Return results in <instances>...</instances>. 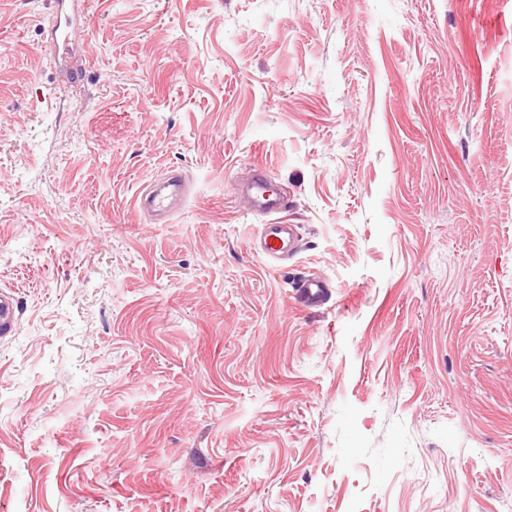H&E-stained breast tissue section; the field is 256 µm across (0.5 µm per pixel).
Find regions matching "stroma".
Segmentation results:
<instances>
[{"label": "stroma", "instance_id": "obj_1", "mask_svg": "<svg viewBox=\"0 0 512 512\" xmlns=\"http://www.w3.org/2000/svg\"><path fill=\"white\" fill-rule=\"evenodd\" d=\"M56 10L0 0V512H512V0ZM265 181L266 179H261L257 185L258 197H250L251 209L267 216L279 214L286 209L285 200L268 191L264 186ZM259 237L264 255L271 261H277L283 257L286 241L289 245L298 241L297 227L282 221L262 224ZM296 291L299 303L308 308L322 305L329 293L323 281L317 278L303 280ZM17 303L14 295L0 289V338L13 336L17 328Z\"/></svg>", "mask_w": 512, "mask_h": 512}]
</instances>
